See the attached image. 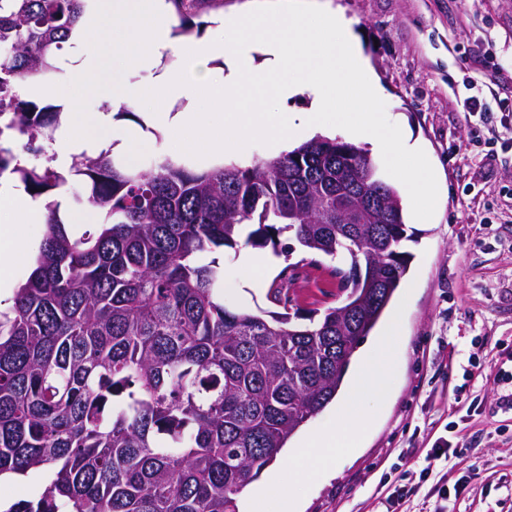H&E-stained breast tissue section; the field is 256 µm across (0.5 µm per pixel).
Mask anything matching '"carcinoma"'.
Wrapping results in <instances>:
<instances>
[{
    "instance_id": "1",
    "label": "carcinoma",
    "mask_w": 512,
    "mask_h": 512,
    "mask_svg": "<svg viewBox=\"0 0 512 512\" xmlns=\"http://www.w3.org/2000/svg\"><path fill=\"white\" fill-rule=\"evenodd\" d=\"M87 0H0V177L47 211L34 268L0 311V475L41 470L43 490L7 512H237V496L307 417L338 393L411 255L399 191L367 151L316 136L249 168L149 172L108 154L63 174L42 153L61 112L24 100L63 74V42ZM102 215L74 238L55 192ZM346 201L336 216L338 197ZM289 235L350 261L348 306L254 314L224 303L218 254L278 255Z\"/></svg>"
}]
</instances>
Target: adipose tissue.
Returning <instances> with one entry per match:
<instances>
[{"mask_svg": "<svg viewBox=\"0 0 512 512\" xmlns=\"http://www.w3.org/2000/svg\"><path fill=\"white\" fill-rule=\"evenodd\" d=\"M177 25L169 0H100L96 12L79 18L65 43L63 84L21 87L22 97L52 99L62 112L58 168H68L83 152L133 157L142 141L139 128L114 121L126 110L142 111L149 127L169 141H185L204 163L246 154L258 137L278 154L297 136L341 128L387 154L415 215L435 204L431 167L405 127L361 109L378 99L380 89L341 12L293 5L259 9L222 17L221 38L190 43L176 35ZM169 57L176 66L166 65ZM290 69L296 79L281 80ZM85 92L97 98L94 111L82 109ZM269 92L282 103L309 95L305 121L294 128L284 125L281 113L264 107ZM216 113L224 115V124L213 122ZM0 213L9 219L0 227V303L6 305L12 271L31 252L15 227L43 223L45 211L41 201L4 177ZM398 327V320L389 322L352 376L339 403L337 432L306 438L285 460L296 482L312 481L360 444L373 421L364 402L387 388L389 347Z\"/></svg>", "mask_w": 512, "mask_h": 512, "instance_id": "obj_1", "label": "adipose tissue"}]
</instances>
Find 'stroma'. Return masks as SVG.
Returning <instances> with one entry per match:
<instances>
[{"label":"stroma","instance_id":"1","mask_svg":"<svg viewBox=\"0 0 512 512\" xmlns=\"http://www.w3.org/2000/svg\"><path fill=\"white\" fill-rule=\"evenodd\" d=\"M340 10L374 71L382 121L404 124L429 158L439 206L411 234L406 275L361 360L392 317L385 396L359 448L311 484L291 485L302 512H382L402 480L417 481L430 449L459 492L445 512H512V0H318ZM486 106L465 111L469 97ZM292 247L288 287L300 311L341 300L334 260Z\"/></svg>","mask_w":512,"mask_h":512}]
</instances>
